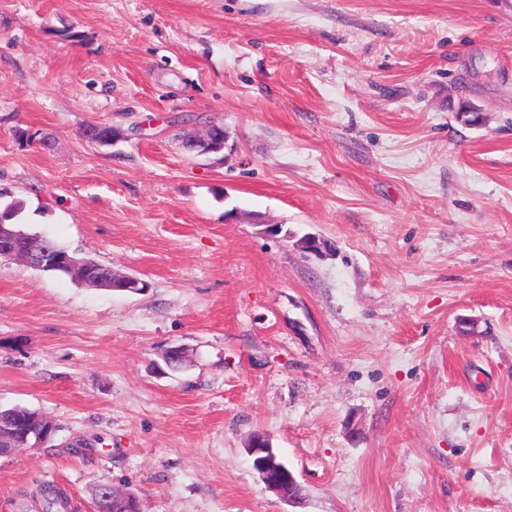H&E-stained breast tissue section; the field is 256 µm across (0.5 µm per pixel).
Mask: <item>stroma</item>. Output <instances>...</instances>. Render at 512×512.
<instances>
[{
    "label": "stroma",
    "mask_w": 512,
    "mask_h": 512,
    "mask_svg": "<svg viewBox=\"0 0 512 512\" xmlns=\"http://www.w3.org/2000/svg\"><path fill=\"white\" fill-rule=\"evenodd\" d=\"M17 199L148 287L0 260V408L56 427L0 512H512V0H0ZM248 453L252 466L266 488L282 496L294 498L300 487L292 471L283 463H277L269 438L263 433L252 436Z\"/></svg>",
    "instance_id": "stroma-1"
}]
</instances>
